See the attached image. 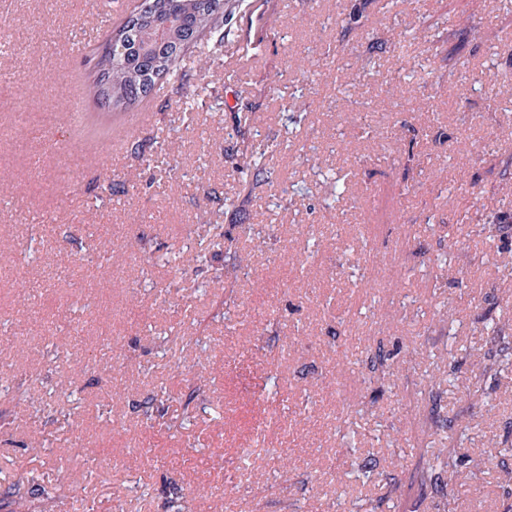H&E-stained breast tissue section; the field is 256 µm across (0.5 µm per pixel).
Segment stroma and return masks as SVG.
<instances>
[{
	"mask_svg": "<svg viewBox=\"0 0 512 512\" xmlns=\"http://www.w3.org/2000/svg\"><path fill=\"white\" fill-rule=\"evenodd\" d=\"M141 2L0 0V512H512V371L473 374L512 331V0H224L186 85L108 112ZM258 149L259 151L252 150L249 157L246 156V158H250V160L248 162H244V165L241 168V172L242 174H246L247 176L249 175L251 177V182L253 185H258L260 183H271L275 177L274 170L261 163V160L269 149V145H264L263 149L260 147Z\"/></svg>",
	"mask_w": 512,
	"mask_h": 512,
	"instance_id": "1",
	"label": "stroma"
}]
</instances>
